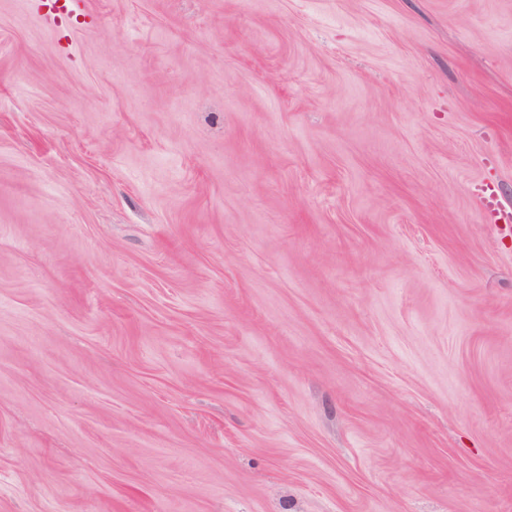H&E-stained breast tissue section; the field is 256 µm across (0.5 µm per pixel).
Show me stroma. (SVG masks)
I'll use <instances>...</instances> for the list:
<instances>
[{
  "label": "stroma",
  "instance_id": "stroma-1",
  "mask_svg": "<svg viewBox=\"0 0 512 512\" xmlns=\"http://www.w3.org/2000/svg\"><path fill=\"white\" fill-rule=\"evenodd\" d=\"M512 0H0V512H512Z\"/></svg>",
  "mask_w": 512,
  "mask_h": 512
}]
</instances>
